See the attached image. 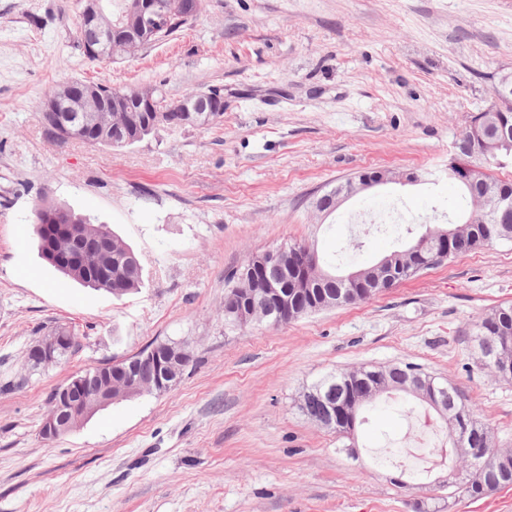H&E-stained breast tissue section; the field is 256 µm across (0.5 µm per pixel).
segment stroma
<instances>
[{
  "label": "stroma",
  "mask_w": 512,
  "mask_h": 512,
  "mask_svg": "<svg viewBox=\"0 0 512 512\" xmlns=\"http://www.w3.org/2000/svg\"><path fill=\"white\" fill-rule=\"evenodd\" d=\"M81 9L0 0V512H512V489L449 490L459 461L408 467L410 396L366 405L348 438L299 410L329 373L411 362L462 389L495 447L512 449V382L469 340L475 322L512 303V242L363 303L224 326L226 275L252 255L298 242L351 270L411 240L386 229L344 252L361 220L393 207L410 224L458 213L448 159L490 100L487 74L512 69V0H203L192 26L115 62L84 57ZM75 78L156 85L173 103L217 88L224 115L122 148L61 143L42 101ZM370 170L422 180L314 210ZM45 203L109 226L138 254L143 286L116 298L62 284L34 243ZM55 326L77 334L78 351L30 370L27 349ZM156 339L192 352L171 390L42 438L52 390Z\"/></svg>",
  "instance_id": "35a3bbf8"
}]
</instances>
